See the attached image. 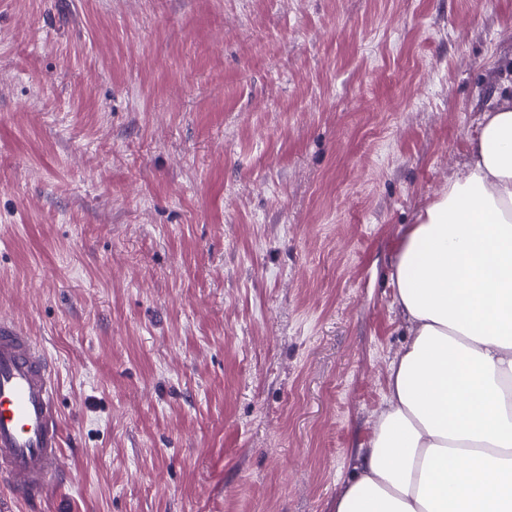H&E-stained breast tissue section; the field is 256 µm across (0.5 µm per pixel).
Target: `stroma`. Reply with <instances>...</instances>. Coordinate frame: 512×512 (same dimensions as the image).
Returning a JSON list of instances; mask_svg holds the SVG:
<instances>
[{
  "label": "stroma",
  "instance_id": "1",
  "mask_svg": "<svg viewBox=\"0 0 512 512\" xmlns=\"http://www.w3.org/2000/svg\"><path fill=\"white\" fill-rule=\"evenodd\" d=\"M512 82V0H0V317L63 472L0 512H331L389 271Z\"/></svg>",
  "mask_w": 512,
  "mask_h": 512
}]
</instances>
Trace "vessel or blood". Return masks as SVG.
<instances>
[{
	"label": "vessel or blood",
	"instance_id": "1",
	"mask_svg": "<svg viewBox=\"0 0 512 512\" xmlns=\"http://www.w3.org/2000/svg\"><path fill=\"white\" fill-rule=\"evenodd\" d=\"M58 384L44 346L0 318V476L18 500L47 494L61 471Z\"/></svg>",
	"mask_w": 512,
	"mask_h": 512
}]
</instances>
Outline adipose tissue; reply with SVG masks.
I'll list each match as a JSON object with an SVG mask.
<instances>
[{"instance_id":"obj_1","label":"adipose tissue","mask_w":512,"mask_h":512,"mask_svg":"<svg viewBox=\"0 0 512 512\" xmlns=\"http://www.w3.org/2000/svg\"><path fill=\"white\" fill-rule=\"evenodd\" d=\"M390 273L410 340L333 512H512V89Z\"/></svg>"}]
</instances>
